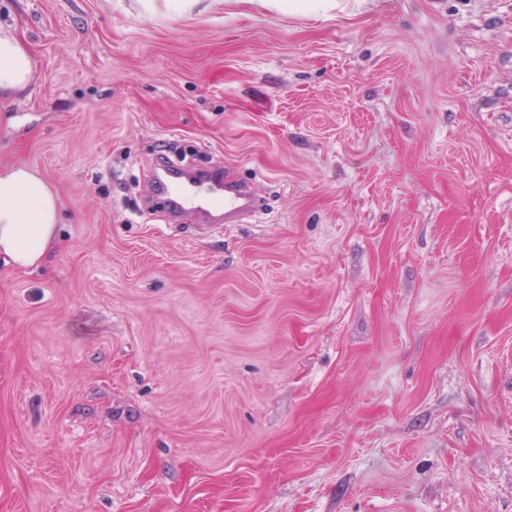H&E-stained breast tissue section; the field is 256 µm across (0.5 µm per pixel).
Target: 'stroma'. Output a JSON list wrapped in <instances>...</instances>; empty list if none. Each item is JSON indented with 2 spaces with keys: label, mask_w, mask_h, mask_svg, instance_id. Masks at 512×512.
I'll use <instances>...</instances> for the list:
<instances>
[{
  "label": "stroma",
  "mask_w": 512,
  "mask_h": 512,
  "mask_svg": "<svg viewBox=\"0 0 512 512\" xmlns=\"http://www.w3.org/2000/svg\"><path fill=\"white\" fill-rule=\"evenodd\" d=\"M0 512H512V0H0ZM260 209L169 220L152 173ZM262 6L293 15L329 16L334 10H343L342 0H254ZM33 77V59L11 28L0 26V96L25 90ZM60 196L23 164L0 166V262L18 272L38 269L59 246ZM211 186L224 190V196L214 191L219 196L198 204L195 208L201 216L208 219L212 224H233L237 218H241L254 212L258 207L257 199L250 193L244 192L238 187L230 184L224 176L215 174L210 178Z\"/></svg>",
  "instance_id": "1"
}]
</instances>
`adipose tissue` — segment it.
<instances>
[{
	"mask_svg": "<svg viewBox=\"0 0 512 512\" xmlns=\"http://www.w3.org/2000/svg\"><path fill=\"white\" fill-rule=\"evenodd\" d=\"M33 59L12 29L0 28V95L25 90ZM60 196L23 164L0 166V261L18 272L38 269L59 245Z\"/></svg>",
	"mask_w": 512,
	"mask_h": 512,
	"instance_id": "ef3b65f1",
	"label": "adipose tissue"
}]
</instances>
